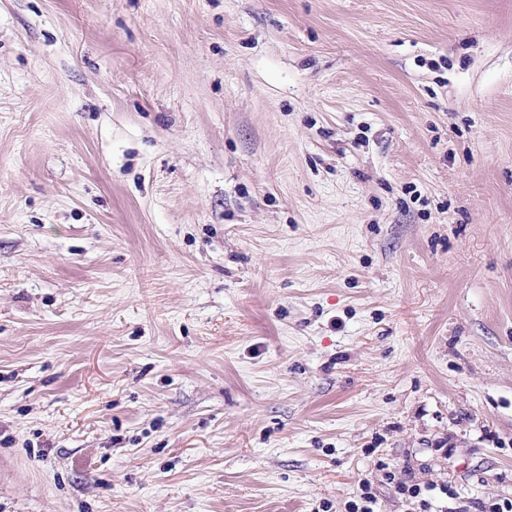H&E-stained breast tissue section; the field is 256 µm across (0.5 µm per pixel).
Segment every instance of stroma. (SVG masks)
Listing matches in <instances>:
<instances>
[{"mask_svg":"<svg viewBox=\"0 0 512 512\" xmlns=\"http://www.w3.org/2000/svg\"><path fill=\"white\" fill-rule=\"evenodd\" d=\"M512 499V0H0V512ZM388 480L396 481V489L400 495L408 497L409 499H418L420 508L424 511L431 512L433 500L439 494L445 495L446 498H457L456 490L450 485H433L419 482L410 472L405 471L401 478H397L394 471L389 470L386 472ZM348 504V512H378V499L372 490L370 483L361 482L358 486L357 494Z\"/></svg>","mask_w":512,"mask_h":512,"instance_id":"35a3bbf8","label":"stroma"}]
</instances>
